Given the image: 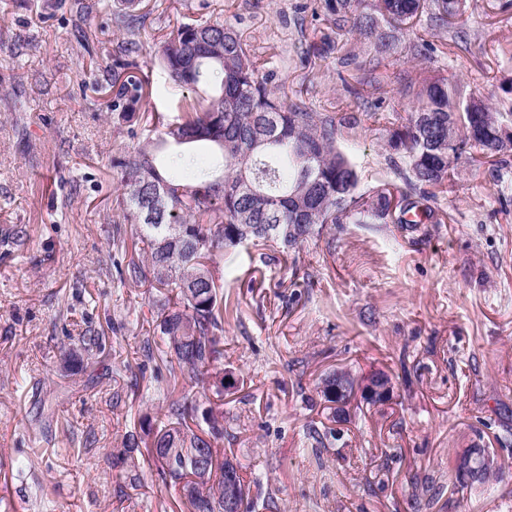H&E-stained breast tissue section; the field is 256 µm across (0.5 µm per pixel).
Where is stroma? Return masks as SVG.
I'll return each instance as SVG.
<instances>
[{
    "instance_id": "obj_1",
    "label": "stroma",
    "mask_w": 512,
    "mask_h": 512,
    "mask_svg": "<svg viewBox=\"0 0 512 512\" xmlns=\"http://www.w3.org/2000/svg\"><path fill=\"white\" fill-rule=\"evenodd\" d=\"M191 0H141L146 14L133 76L155 112L181 96L150 54ZM468 0L454 22L466 43L419 58L397 34L391 72L459 75L484 101L512 93V8ZM237 31L276 91L343 121L338 147L359 192L393 181L387 141L416 104L394 79L353 100L342 58L353 35L333 34L323 0H209ZM56 0H0V497L16 512H180L182 493L151 477L122 485L112 454L129 434L167 422L171 397L203 400L213 375L169 380L141 351L157 291L121 283L142 259L134 225L113 208L111 159L134 146L140 115L115 107L109 79L125 32L105 14L72 35ZM330 39L324 56L310 44ZM381 100L373 111L365 101ZM512 154L460 164L439 195L447 223L345 224L304 245L294 261L273 250L251 267H224L221 366L224 453L243 466L249 495L277 489L278 512H512ZM120 230L122 248L109 244ZM101 349L68 369L83 336ZM349 370L387 374L392 398H355L342 419L318 394ZM334 429L321 448L309 427ZM488 448L500 467L481 487L458 485L449 463ZM27 458L17 473L13 463Z\"/></svg>"
}]
</instances>
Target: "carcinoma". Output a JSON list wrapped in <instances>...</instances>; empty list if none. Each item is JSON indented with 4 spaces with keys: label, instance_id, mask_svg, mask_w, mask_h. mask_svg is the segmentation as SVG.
Segmentation results:
<instances>
[{
    "label": "carcinoma",
    "instance_id": "1",
    "mask_svg": "<svg viewBox=\"0 0 512 512\" xmlns=\"http://www.w3.org/2000/svg\"><path fill=\"white\" fill-rule=\"evenodd\" d=\"M324 0L328 20L338 31L355 33L366 58L347 52L345 64L361 72L344 82L356 99L360 88L382 80L394 32L427 14L433 27H447L467 9V0ZM111 19L137 47L142 16L136 0H116ZM169 81L196 97L181 101L172 117L150 112L141 117L137 144L112 157L115 204L127 224L147 243L142 260H132L120 280L149 283L160 290L154 301L156 333L170 356L173 380L195 379L215 370L207 406L174 401L167 425L129 436L113 465L130 485L143 475L134 452L156 464L158 480L179 485L184 512H225L229 487L247 494L241 470L226 471L224 456V377L217 371L224 352V289L216 278L217 258L235 257L251 247H272L290 255L328 226L338 224H444L436 206L457 166H474L504 150L500 132L512 130V111L500 112L464 83L426 78L418 105L391 133L389 159L398 183L368 194L357 192L358 175L349 156L336 147L341 123L315 112L304 101H287L269 85L237 32L219 18L181 22L154 49ZM119 86L126 112L136 111L142 83ZM216 150L201 162L193 144ZM204 460L209 481H195ZM492 465L487 448H468L454 460L462 487L484 485Z\"/></svg>",
    "mask_w": 512,
    "mask_h": 512
}]
</instances>
